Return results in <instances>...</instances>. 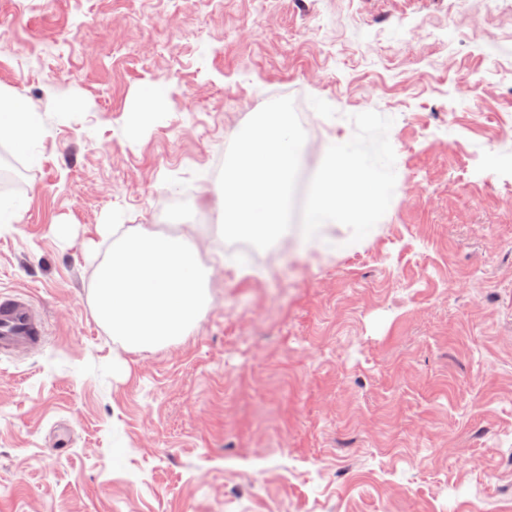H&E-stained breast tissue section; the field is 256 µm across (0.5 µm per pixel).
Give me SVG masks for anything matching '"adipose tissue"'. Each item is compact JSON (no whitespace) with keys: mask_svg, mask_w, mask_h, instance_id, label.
Masks as SVG:
<instances>
[{"mask_svg":"<svg viewBox=\"0 0 512 512\" xmlns=\"http://www.w3.org/2000/svg\"><path fill=\"white\" fill-rule=\"evenodd\" d=\"M47 134L12 89L0 88V140L26 150ZM390 187L385 171L368 164L350 137L334 140L309 178L303 246L341 223L368 224ZM203 229L186 224L166 234L151 224H116L104 217L85 242L100 255L91 284L97 322L129 351H152L191 336L209 310L212 268L201 258Z\"/></svg>","mask_w":512,"mask_h":512,"instance_id":"ef3b65f1","label":"adipose tissue"}]
</instances>
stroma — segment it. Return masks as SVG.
Wrapping results in <instances>:
<instances>
[{
  "label": "stroma",
  "instance_id": "stroma-1",
  "mask_svg": "<svg viewBox=\"0 0 512 512\" xmlns=\"http://www.w3.org/2000/svg\"><path fill=\"white\" fill-rule=\"evenodd\" d=\"M0 85L49 131L0 224L48 330L0 359V512H512V0H0ZM284 96L294 227L333 138L395 192L304 253L206 239L193 335L125 350L82 240L217 224L218 163Z\"/></svg>",
  "mask_w": 512,
  "mask_h": 512
}]
</instances>
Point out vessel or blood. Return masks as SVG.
Segmentation results:
<instances>
[{
    "mask_svg": "<svg viewBox=\"0 0 512 512\" xmlns=\"http://www.w3.org/2000/svg\"><path fill=\"white\" fill-rule=\"evenodd\" d=\"M46 325L28 295L0 294V355L43 345Z\"/></svg>",
    "mask_w": 512,
    "mask_h": 512,
    "instance_id": "1",
    "label": "vessel or blood"
}]
</instances>
